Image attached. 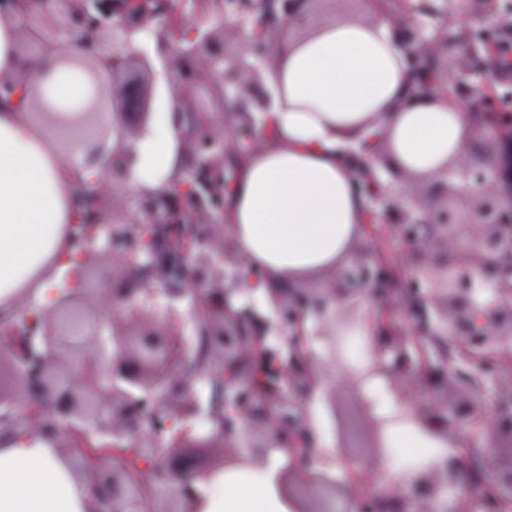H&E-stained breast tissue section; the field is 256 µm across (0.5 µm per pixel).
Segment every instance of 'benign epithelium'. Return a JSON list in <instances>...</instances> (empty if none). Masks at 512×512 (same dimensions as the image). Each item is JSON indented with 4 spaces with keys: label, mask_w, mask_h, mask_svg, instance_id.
<instances>
[{
    "label": "benign epithelium",
    "mask_w": 512,
    "mask_h": 512,
    "mask_svg": "<svg viewBox=\"0 0 512 512\" xmlns=\"http://www.w3.org/2000/svg\"><path fill=\"white\" fill-rule=\"evenodd\" d=\"M423 19L414 0H0V20L16 27L22 64L0 76V103L29 102L68 112L83 125L89 166L103 178L77 183L80 208L69 225L75 270L55 303L36 316L16 309L0 323V410L12 430H37L62 443L90 470L100 512H191L194 483L226 463L265 460L271 448L319 459L314 406L322 401L335 447L353 481L324 471L287 469L288 494L300 512H480L469 470L478 462L497 496L512 500V110L500 86L512 87V4L437 0ZM349 5L387 16L405 47L412 91L402 105L444 95L477 116L473 132L502 145L501 159L470 160L443 170L435 196L413 187L396 199L375 176L376 154L343 148L358 172L355 189L371 198L361 228L384 221L411 242L402 258L376 244L350 257L322 289H268L265 310L249 284L263 274L224 239V211L234 177L229 158H245L274 138L258 116L271 111L263 72L281 61L284 33L318 23ZM496 17L493 28L461 26ZM38 31L50 33L36 42ZM73 70L87 91L77 105L58 106L45 86ZM178 77L160 83L161 73ZM243 120L239 132L216 131L203 111L205 81ZM177 104L182 157L177 174L127 207L139 141L164 101ZM112 106V125L97 121ZM98 265L112 268L115 287L97 297L112 310L103 331L84 302L83 283ZM167 298L165 309L158 300ZM206 338L204 358L186 361V326ZM371 330L364 370L343 365L339 343ZM454 350L477 366L475 381L448 368V356L416 360L412 348ZM276 347L284 360L262 394L254 389L259 352ZM223 369L224 409L204 407L201 365ZM340 369L355 396L345 407L324 386ZM383 378L409 406L422 432L468 454H446L417 469L413 488L379 485L376 466L389 454L386 421L367 396L366 378ZM208 421L199 436L186 424ZM134 448L145 458L132 470L85 449Z\"/></svg>",
    "instance_id": "7a95c632"
}]
</instances>
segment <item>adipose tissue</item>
<instances>
[{"label":"adipose tissue","instance_id":"ef3b65f1","mask_svg":"<svg viewBox=\"0 0 512 512\" xmlns=\"http://www.w3.org/2000/svg\"><path fill=\"white\" fill-rule=\"evenodd\" d=\"M280 65L264 75L278 97L267 123L273 143L249 156L229 197L226 228L252 266L276 284L314 278L345 263L361 230L363 201L339 149L374 135L396 164L430 183L468 157V110L439 96L402 106L410 84L405 51L390 21L367 14L332 17L304 35L289 33ZM74 122L48 123L38 109L0 103V314L24 300L51 305L69 266L68 227L78 209L75 175L61 145L80 149ZM179 162L173 128L142 150L132 188L152 190ZM387 439L397 448H438L405 406ZM284 449L262 465H229L197 483L195 512H298L282 484ZM99 499L72 456L40 433L0 434V512H98Z\"/></svg>","mask_w":512,"mask_h":512}]
</instances>
